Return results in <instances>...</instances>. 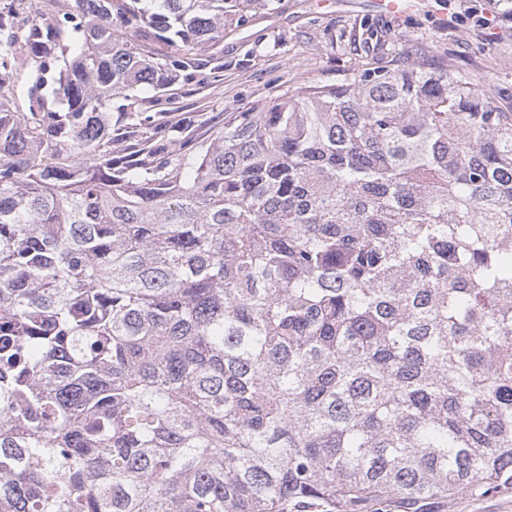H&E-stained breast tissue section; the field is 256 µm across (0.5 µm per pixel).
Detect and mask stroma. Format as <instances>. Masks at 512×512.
<instances>
[{"instance_id": "1", "label": "stroma", "mask_w": 512, "mask_h": 512, "mask_svg": "<svg viewBox=\"0 0 512 512\" xmlns=\"http://www.w3.org/2000/svg\"><path fill=\"white\" fill-rule=\"evenodd\" d=\"M401 22L379 12L376 0H260L226 27L219 47L224 69L199 66L159 101L145 104L167 126L208 133L225 115L240 112L300 81L336 82L358 64L387 61L418 48L432 62L452 61L479 78L503 111L512 112V0H418ZM497 15L482 26L472 11ZM430 512H512V489L484 497L462 491L434 501Z\"/></svg>"}]
</instances>
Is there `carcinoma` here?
Returning <instances> with one entry per match:
<instances>
[{
    "label": "carcinoma",
    "mask_w": 512,
    "mask_h": 512,
    "mask_svg": "<svg viewBox=\"0 0 512 512\" xmlns=\"http://www.w3.org/2000/svg\"><path fill=\"white\" fill-rule=\"evenodd\" d=\"M141 2L0 8V75L43 58L28 110L0 97V512L512 487V113L398 55L168 147L141 105L223 71L233 18ZM19 7L20 19L29 14L32 9H38L45 18L59 17L69 12L72 0H23Z\"/></svg>",
    "instance_id": "1"
}]
</instances>
